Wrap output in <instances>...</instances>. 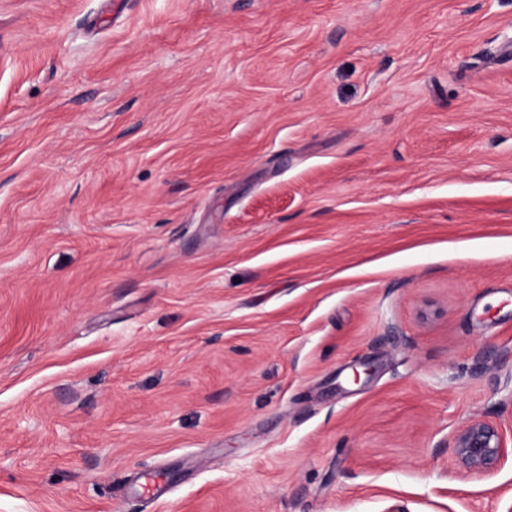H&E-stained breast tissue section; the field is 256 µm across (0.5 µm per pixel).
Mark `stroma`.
I'll list each match as a JSON object with an SVG mask.
<instances>
[{"instance_id":"obj_1","label":"stroma","mask_w":512,"mask_h":512,"mask_svg":"<svg viewBox=\"0 0 512 512\" xmlns=\"http://www.w3.org/2000/svg\"><path fill=\"white\" fill-rule=\"evenodd\" d=\"M510 352L512 0H0V512H512ZM442 445L452 448L457 463L464 470L484 476L507 461L509 455L512 459V423L508 439L501 424L474 417L451 433Z\"/></svg>"}]
</instances>
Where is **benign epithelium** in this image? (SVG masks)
Listing matches in <instances>:
<instances>
[{
	"mask_svg": "<svg viewBox=\"0 0 512 512\" xmlns=\"http://www.w3.org/2000/svg\"><path fill=\"white\" fill-rule=\"evenodd\" d=\"M440 448H450L457 463L467 472L484 476L512 456V437L502 425L474 417L451 433Z\"/></svg>",
	"mask_w": 512,
	"mask_h": 512,
	"instance_id": "obj_1",
	"label": "benign epithelium"
}]
</instances>
